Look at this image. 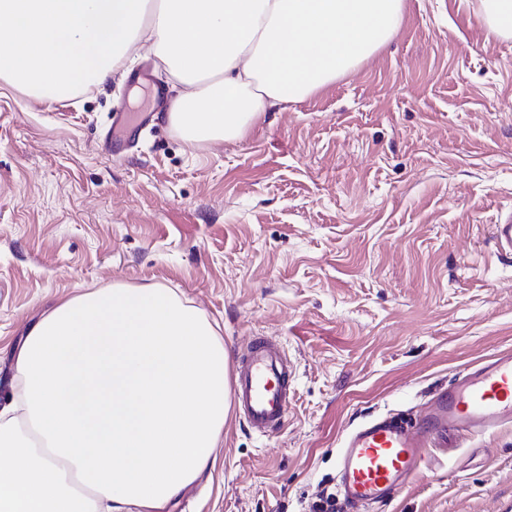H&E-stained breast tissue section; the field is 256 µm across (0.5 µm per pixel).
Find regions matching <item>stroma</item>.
Segmentation results:
<instances>
[{
    "label": "stroma",
    "mask_w": 512,
    "mask_h": 512,
    "mask_svg": "<svg viewBox=\"0 0 512 512\" xmlns=\"http://www.w3.org/2000/svg\"><path fill=\"white\" fill-rule=\"evenodd\" d=\"M480 2L406 0L370 59L237 142L177 136L143 53L64 101L0 83V385L62 300L173 289L228 356L272 336L295 376L287 425L260 437L230 413L214 465L167 512H313L352 428L420 413L512 349V257L491 237L512 210V38ZM126 111L153 119L117 159L105 138ZM375 512H512V426L449 437Z\"/></svg>",
    "instance_id": "obj_1"
}]
</instances>
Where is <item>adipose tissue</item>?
<instances>
[{
	"instance_id": "1",
	"label": "adipose tissue",
	"mask_w": 512,
	"mask_h": 512,
	"mask_svg": "<svg viewBox=\"0 0 512 512\" xmlns=\"http://www.w3.org/2000/svg\"><path fill=\"white\" fill-rule=\"evenodd\" d=\"M404 0H0V82L41 101L156 56L184 141H237L335 83L399 29ZM0 406V512H165L224 439V343L169 288L64 301L15 354Z\"/></svg>"
}]
</instances>
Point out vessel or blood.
I'll list each match as a JSON object with an SVG mask.
<instances>
[{
	"label": "vessel or blood",
	"instance_id": "vessel-or-blood-1",
	"mask_svg": "<svg viewBox=\"0 0 512 512\" xmlns=\"http://www.w3.org/2000/svg\"><path fill=\"white\" fill-rule=\"evenodd\" d=\"M501 255L512 256V212L492 227ZM293 366L280 344L257 336L238 351L234 397L253 433L267 437L288 421ZM512 423V350L460 371L413 423L375 417L356 426L336 457L338 489L347 512H370L390 500L415 474L430 448L448 445L449 433L467 428L483 435Z\"/></svg>",
	"mask_w": 512,
	"mask_h": 512
}]
</instances>
